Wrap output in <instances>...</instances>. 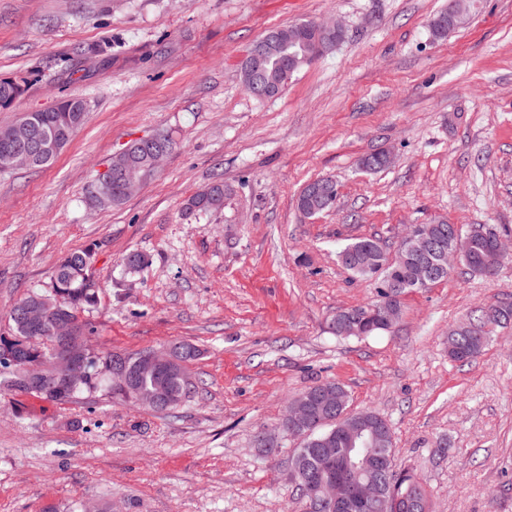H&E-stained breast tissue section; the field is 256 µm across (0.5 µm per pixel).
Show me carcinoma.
I'll return each mask as SVG.
<instances>
[{
	"instance_id": "carcinoma-1",
	"label": "carcinoma",
	"mask_w": 512,
	"mask_h": 512,
	"mask_svg": "<svg viewBox=\"0 0 512 512\" xmlns=\"http://www.w3.org/2000/svg\"><path fill=\"white\" fill-rule=\"evenodd\" d=\"M298 24L275 27L264 36L267 50L263 60L261 78L281 90L290 78L303 67L312 63L308 59L307 45L297 38L295 31ZM430 30L434 38L448 37V12L443 10L430 21ZM8 83L11 93H0V109L9 110L14 107L24 93L23 86L6 78L0 79V86ZM75 96H69L58 102L53 108L45 112H27L24 117L32 119L36 125L47 131L57 128L64 120L71 122L70 135L76 136L86 122L88 111L83 108L73 111ZM227 186L224 181H214L201 191L191 196L186 203V210L193 213L217 212L224 208V191ZM338 189L336 183L328 178H320L309 182L300 192L297 202H306L308 215H317L332 209L336 203ZM422 250L421 243L414 239L403 244L400 260L392 265L388 264L386 253L388 248L382 240L375 236L357 238L345 244L338 255L351 253L354 260L343 264V267L353 276L362 279H374L378 282L377 299L369 305H358L359 320L362 326H352L345 320L343 314L336 313L333 319V333L343 338H361L376 335L385 331V327L378 320L381 305L390 298L389 289L400 285L402 293H411L421 290L414 284V264ZM94 251L92 248L75 250L61 259L54 267L51 283L48 289L32 291L23 298L14 302L7 310L10 322V338L14 344L20 346L29 356L40 359L44 363L53 360V336L45 329H31L19 318L20 306L31 305L46 307L51 310L63 311L73 317L90 313L97 309L99 304L98 289L88 287L94 282L92 264ZM463 264L473 273L480 275H493L502 266V261L492 252L490 241L483 235L473 237L468 251L463 258ZM490 309H497V313L489 318L482 313L475 324H461L448 333V357L456 362L469 361L480 355L489 340L491 329L507 325L512 322V304L503 303L488 305ZM197 350L189 344L180 345V351L172 367L160 375L151 373L138 374L134 380V392L142 395H153L164 391L173 395V399L158 408V412L167 413L179 407L195 391L191 376L188 372L187 362L195 358ZM113 352L86 353L84 360V380L75 389H65L51 393H42L39 398L56 404H65L72 401L80 393L95 391L101 387L107 388L112 397L121 400L129 399V395L119 386L112 384L103 372L104 363L112 360ZM321 388L337 397L338 405L333 411H328L324 405L314 398L316 387L312 386L301 394L292 398L294 402L310 401L317 414V425L306 435L302 443L307 448H346L348 443L336 435V430L342 425L354 423L364 427L375 438L380 448L388 449L393 453V431L390 424L372 411H348L349 394L340 383L328 381L321 384ZM10 391L24 393L20 370L0 369V392ZM383 487L384 504L380 512H422L421 506L414 501L412 486L418 482L415 475L405 472H391L385 475L378 472H369Z\"/></svg>"
}]
</instances>
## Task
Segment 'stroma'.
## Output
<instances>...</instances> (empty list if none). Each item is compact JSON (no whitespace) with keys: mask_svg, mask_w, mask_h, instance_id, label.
<instances>
[{"mask_svg":"<svg viewBox=\"0 0 512 512\" xmlns=\"http://www.w3.org/2000/svg\"><path fill=\"white\" fill-rule=\"evenodd\" d=\"M448 0H0V77L26 83L0 126L65 96L86 124L49 166L0 171V334L8 308L50 284L58 260L96 252L99 305L84 314L98 351L189 343L201 396L174 414L107 391L69 404L0 395V512H306L289 480L300 438L289 400L327 381L353 411L392 426L395 468L417 474L433 512H512V324L459 363L450 328L512 303V261L493 276L456 265L409 293L393 329L330 330L376 297L337 253L350 239L395 243L405 225L444 220L512 240V0H479L435 39ZM342 43L274 98L240 78L268 30L327 18ZM172 132L176 148L122 207L88 191L128 142ZM389 152L388 168L359 166ZM336 182L335 208L296 199ZM222 211L189 214L215 179ZM137 250L149 262L127 271ZM279 433L271 451L255 436ZM448 15L457 29L465 23V19H461L460 16L454 12L452 8V1H449L448 12L443 10L430 21V30L434 38L444 39L448 37L449 33H451V31H448ZM320 189L322 195L312 196L311 191ZM338 189L336 183L328 178H320L309 182L300 192L297 199V207L301 210V202L305 200L308 213L306 215H317L332 209L336 203ZM303 213V212H302Z\"/></svg>","mask_w":512,"mask_h":512,"instance_id":"obj_1","label":"stroma"}]
</instances>
